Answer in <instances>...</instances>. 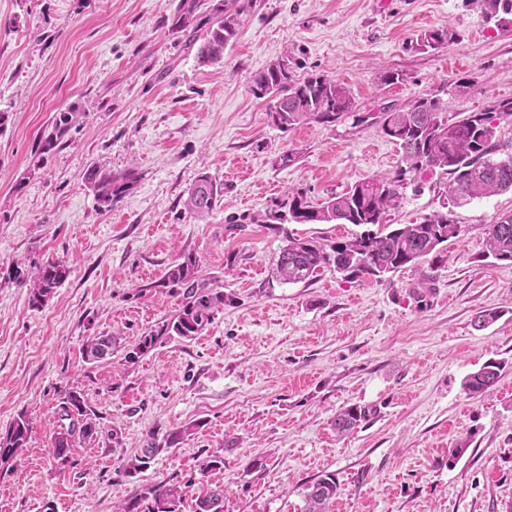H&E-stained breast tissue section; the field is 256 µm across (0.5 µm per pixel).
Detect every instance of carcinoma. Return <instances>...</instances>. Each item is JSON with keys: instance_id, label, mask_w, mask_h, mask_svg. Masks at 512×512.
<instances>
[{"instance_id": "cac0c4a2", "label": "carcinoma", "mask_w": 512, "mask_h": 512, "mask_svg": "<svg viewBox=\"0 0 512 512\" xmlns=\"http://www.w3.org/2000/svg\"><path fill=\"white\" fill-rule=\"evenodd\" d=\"M256 0H177L170 18L169 31L184 43L197 46L200 63L221 60L224 47L238 35L242 18L255 8ZM484 17L495 26L512 17V0H482ZM456 40L450 28H437L420 35V46L438 50ZM253 95L271 101L272 123L286 132L295 126L316 122L332 125L353 114L356 104L349 90L323 74L312 73L303 80H292L291 72L274 66L258 74L251 87ZM448 104L434 96L421 97L403 108L386 107L377 113L381 130L401 150L402 165L395 171L355 183L342 194L319 203L308 201L295 192L288 196V216L276 212L266 215L263 223L283 219L294 224H354L366 230L346 239L324 244L313 238L288 237L276 260L280 280L296 284L309 280L321 268L332 267L346 277L380 276L415 264L438 251L439 246L461 235L451 211L422 217L410 224L389 228L387 217L400 206L408 185L415 177L441 171L448 176V199L454 205L503 192H512V152L497 137L499 123L512 122V100H503L481 112H471L455 121L445 118ZM81 108L72 104L56 113L40 139L39 148L50 150L68 138L80 125ZM96 200L105 209L120 201L135 185L136 173L129 168L121 173L97 166L85 174ZM224 194L206 172L198 174L185 200V210L203 217L213 211ZM488 254L499 264L512 267V212L503 214L484 226ZM71 270L63 260L51 259L38 267L28 281L29 305H46L54 290L69 277ZM158 286L177 288L182 302L169 321L156 331L138 339L131 348L138 359L154 349L163 336L192 339L200 335L224 307V289L215 288L199 276V261L191 254L168 267ZM119 337L111 334L90 336L82 345L87 361L99 362L112 357ZM506 362L490 360L464 380V390L479 396L496 385ZM366 411L349 407L336 415V431L345 434L365 420ZM57 430L52 446L64 455L76 440L94 436L96 427L80 391H70L59 408ZM30 421L18 416L5 433L0 434V466L17 459L27 447ZM156 448L144 449L125 473L134 476L144 470ZM336 476L325 473L306 487L304 512H329L336 498ZM224 492L199 498L194 512H223ZM182 495L174 484H160L147 489L117 512H182Z\"/></svg>"}]
</instances>
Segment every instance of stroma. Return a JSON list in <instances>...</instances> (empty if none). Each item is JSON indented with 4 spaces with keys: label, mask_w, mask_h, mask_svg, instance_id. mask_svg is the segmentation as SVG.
I'll use <instances>...</instances> for the list:
<instances>
[{
    "label": "stroma",
    "mask_w": 512,
    "mask_h": 512,
    "mask_svg": "<svg viewBox=\"0 0 512 512\" xmlns=\"http://www.w3.org/2000/svg\"><path fill=\"white\" fill-rule=\"evenodd\" d=\"M176 4L0 0V433L21 414L31 425L22 456L0 466V512H114L161 482L179 485L182 512L220 488L224 512H303L306 484L325 472L339 484L330 512H512V268L488 258L483 233L512 194L455 208L458 239L371 279L328 268L283 283L288 236L333 242L356 227L258 221L290 192L316 203L394 171L401 151L372 117L382 107L429 95L453 117L512 99V25L486 22L479 0H256L223 59L203 65L168 30ZM442 27L456 41L418 49ZM284 57L294 78L349 88L355 116L274 127L251 86ZM389 71L399 81L382 82ZM73 103L80 126L40 151L53 113ZM91 166L134 168L137 182L105 209L84 179ZM202 171L224 195L200 220L184 201ZM419 182L391 223L447 206L440 174ZM188 253L223 309L195 339L162 337L127 362L178 309L159 282ZM51 257L70 276L31 308L23 279ZM490 308L500 319L476 328ZM101 333L119 336L116 350L85 362L83 342ZM490 360L508 366L469 396L464 378ZM71 390L96 432L59 459L51 435ZM349 407L367 417L337 434ZM151 443L147 469L127 476ZM210 456L223 467L201 471Z\"/></svg>",
    "instance_id": "stroma-1"
}]
</instances>
